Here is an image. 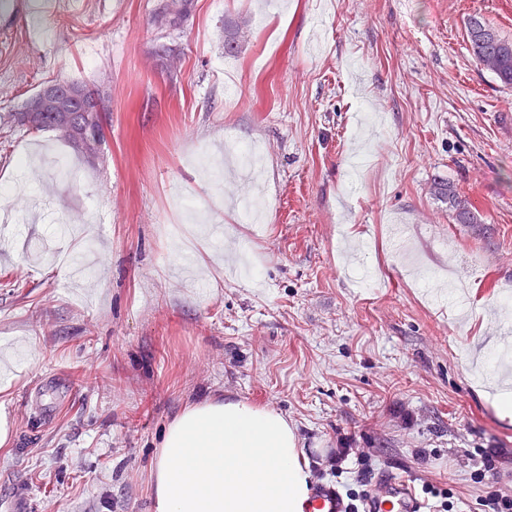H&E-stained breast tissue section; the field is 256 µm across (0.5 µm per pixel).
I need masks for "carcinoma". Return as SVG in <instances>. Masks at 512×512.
<instances>
[{"instance_id": "1", "label": "carcinoma", "mask_w": 512, "mask_h": 512, "mask_svg": "<svg viewBox=\"0 0 512 512\" xmlns=\"http://www.w3.org/2000/svg\"><path fill=\"white\" fill-rule=\"evenodd\" d=\"M187 14L185 0H170L165 11L159 17L160 24L166 28L180 24ZM249 21L239 18L224 24V48L236 51L245 41ZM466 35L472 54L478 65L491 71L505 86L512 85V39L502 36L482 17L474 15L469 18ZM13 120L23 124L27 120L34 124L33 132L55 130L61 133L74 150H80L77 140L85 143L99 144L105 138L107 120L95 112H73L68 116H55L50 113L27 115L17 112ZM435 196L445 200L452 211L456 224H480L481 216L470 200L461 195L456 187L444 181H437L433 186Z\"/></svg>"}]
</instances>
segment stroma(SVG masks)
Masks as SVG:
<instances>
[{"instance_id": "obj_1", "label": "stroma", "mask_w": 512, "mask_h": 512, "mask_svg": "<svg viewBox=\"0 0 512 512\" xmlns=\"http://www.w3.org/2000/svg\"><path fill=\"white\" fill-rule=\"evenodd\" d=\"M52 2L0 6V512H152L159 437L211 394L279 411L309 464L369 449L324 473L340 490L420 474L483 512L512 487V415L474 363L512 326V87L465 34L512 38V0H192L167 32L165 0ZM59 76L111 97L102 161L10 122ZM221 143L264 152L258 223ZM248 26L249 21L245 18L224 23V48L237 51L248 36ZM435 196L447 201L452 211V219L457 224L482 223L481 216L470 200L460 194L456 187L444 181H435L433 186Z\"/></svg>"}]
</instances>
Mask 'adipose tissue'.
<instances>
[{
    "label": "adipose tissue",
    "mask_w": 512,
    "mask_h": 512,
    "mask_svg": "<svg viewBox=\"0 0 512 512\" xmlns=\"http://www.w3.org/2000/svg\"><path fill=\"white\" fill-rule=\"evenodd\" d=\"M311 473L279 412L208 397L166 426L152 467L153 512H304Z\"/></svg>",
    "instance_id": "1"
}]
</instances>
